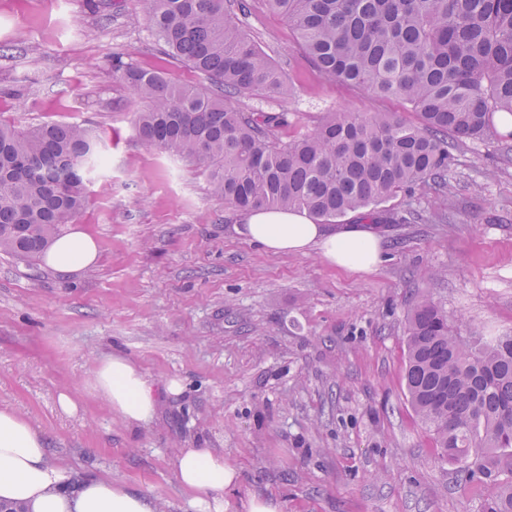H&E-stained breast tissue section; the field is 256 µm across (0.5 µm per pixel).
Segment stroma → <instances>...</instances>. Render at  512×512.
<instances>
[{
  "mask_svg": "<svg viewBox=\"0 0 512 512\" xmlns=\"http://www.w3.org/2000/svg\"><path fill=\"white\" fill-rule=\"evenodd\" d=\"M240 28L296 87L275 102L291 133L328 112H395L398 98L326 80L264 0ZM177 83L201 75L171 57L145 0H0V122H79L100 136L74 226L97 261L73 277L0 252V406L47 437L74 482L107 477L191 512L172 458L209 448L239 470L228 512L251 498L278 512H481L484 489L439 460L404 386L407 312L430 298L462 335L512 333V141H460L448 191L425 185L377 211L381 262L370 273L315 251L273 254L238 232L243 214L194 166L135 135L144 103L115 59ZM120 353L160 391L153 421L126 425L89 381ZM177 379L179 392H164ZM78 414L56 407L60 390Z\"/></svg>",
  "mask_w": 512,
  "mask_h": 512,
  "instance_id": "stroma-1",
  "label": "stroma"
}]
</instances>
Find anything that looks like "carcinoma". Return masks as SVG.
Masks as SVG:
<instances>
[{
    "instance_id": "1",
    "label": "carcinoma",
    "mask_w": 512,
    "mask_h": 512,
    "mask_svg": "<svg viewBox=\"0 0 512 512\" xmlns=\"http://www.w3.org/2000/svg\"><path fill=\"white\" fill-rule=\"evenodd\" d=\"M167 52L202 75L177 84L118 62L146 107L139 139L204 170L215 195L240 209L299 210L331 223L424 182L448 188V135L483 141L497 112L512 113V0H266L327 79L401 98L392 113L329 112L279 137L287 112H247L245 95L286 100L294 87L238 26L247 0H147ZM100 139L78 123L17 130L0 124V251L34 261L87 202L85 176ZM432 300L407 313L404 381L439 459L490 485L482 512H512V334L473 345Z\"/></svg>"
}]
</instances>
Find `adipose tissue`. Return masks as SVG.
<instances>
[{"instance_id":"adipose-tissue-1","label":"adipose tissue","mask_w":512,"mask_h":512,"mask_svg":"<svg viewBox=\"0 0 512 512\" xmlns=\"http://www.w3.org/2000/svg\"><path fill=\"white\" fill-rule=\"evenodd\" d=\"M242 232L275 253L319 249L329 262L354 271L373 270L380 256V240L371 230L358 225L331 230L295 211H251ZM97 253L93 239L75 230L52 243L45 261L70 277L93 264ZM92 386L129 425L146 424L156 415L157 390L124 355L101 360ZM174 471L190 495L193 512H225L224 491L237 470L223 456L208 448H182ZM71 482V470L53 460L44 433L16 410L0 407V502L21 506L24 512H158L152 497L112 479H91L76 488Z\"/></svg>"}]
</instances>
